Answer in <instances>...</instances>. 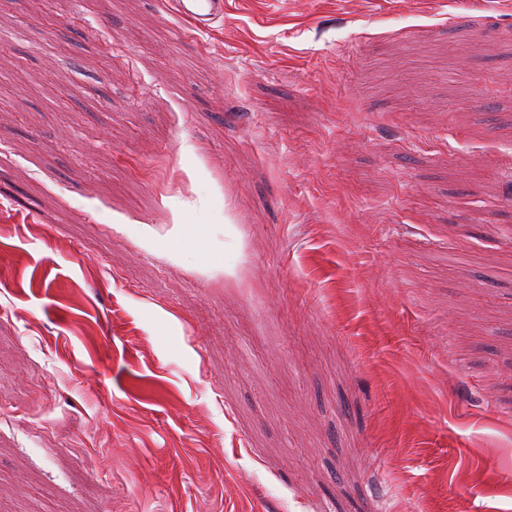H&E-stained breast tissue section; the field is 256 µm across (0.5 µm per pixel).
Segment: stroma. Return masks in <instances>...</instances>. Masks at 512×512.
Listing matches in <instances>:
<instances>
[{"label": "stroma", "mask_w": 512, "mask_h": 512, "mask_svg": "<svg viewBox=\"0 0 512 512\" xmlns=\"http://www.w3.org/2000/svg\"><path fill=\"white\" fill-rule=\"evenodd\" d=\"M0 512H512V0H0ZM226 0H173L174 11L198 32H208L224 21Z\"/></svg>", "instance_id": "obj_1"}]
</instances>
